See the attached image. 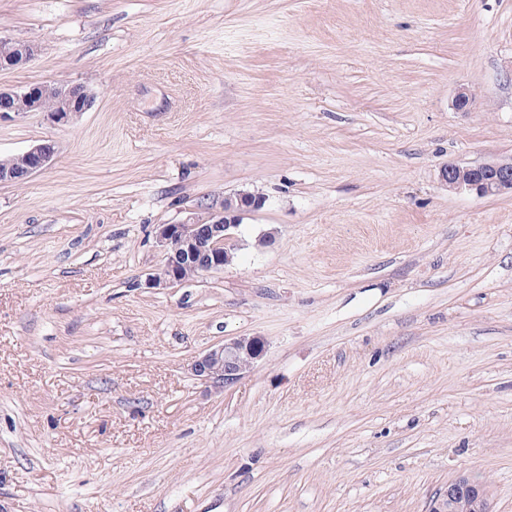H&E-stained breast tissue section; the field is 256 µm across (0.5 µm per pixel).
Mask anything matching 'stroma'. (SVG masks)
Masks as SVG:
<instances>
[{"label": "stroma", "instance_id": "stroma-1", "mask_svg": "<svg viewBox=\"0 0 512 512\" xmlns=\"http://www.w3.org/2000/svg\"><path fill=\"white\" fill-rule=\"evenodd\" d=\"M84 85L0 122V512H512V0H0ZM470 97L455 106L458 91ZM252 193L234 261L171 288L155 230ZM258 336L224 391L188 366ZM55 154V143L51 140H41L20 154L23 164L17 156L14 157V161L18 165L7 159L0 160V182L22 183L29 180L44 171L51 164ZM450 190H469L479 197L512 194V161L478 165L448 163L442 172ZM429 511L492 512L485 487L465 476L448 482V486L433 500Z\"/></svg>", "mask_w": 512, "mask_h": 512}]
</instances>
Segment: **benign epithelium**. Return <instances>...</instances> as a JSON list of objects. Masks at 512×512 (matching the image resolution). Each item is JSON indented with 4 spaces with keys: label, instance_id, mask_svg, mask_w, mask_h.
<instances>
[{
    "label": "benign epithelium",
    "instance_id": "1",
    "mask_svg": "<svg viewBox=\"0 0 512 512\" xmlns=\"http://www.w3.org/2000/svg\"><path fill=\"white\" fill-rule=\"evenodd\" d=\"M0 43L9 46L0 53V69H11L31 62L38 55L36 46L8 37ZM91 96L80 85L49 81L38 84L1 87L0 122L22 118L31 112L43 114L55 125L63 126L87 111ZM56 154L55 143L41 140L21 153L23 164L0 160V182L22 183L44 171ZM450 190H469L479 197L512 194V161L478 165L450 162L442 172ZM258 204L239 201L235 208L212 209L203 218L192 216L178 224H160L156 239L164 263L159 272L145 280L149 288H170L183 282L182 269L191 268L201 275L221 271L226 266L224 247L232 244L241 212L256 210ZM180 247L173 248L174 242ZM264 353L263 341L255 336L234 337L212 347L190 364L191 374L203 384L223 389L234 384ZM248 360H242V356ZM429 512H491L488 493L479 482L462 476L448 482L433 500Z\"/></svg>",
    "mask_w": 512,
    "mask_h": 512
}]
</instances>
